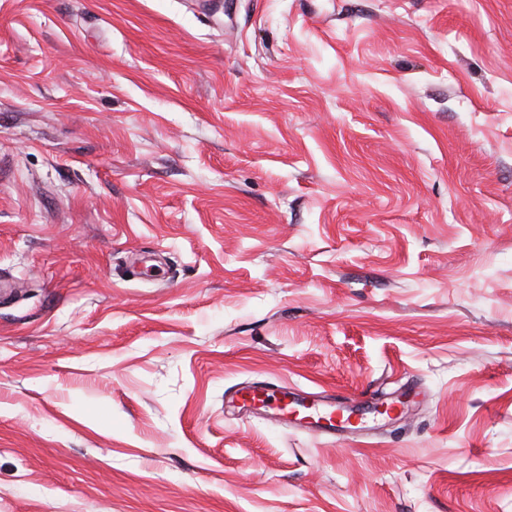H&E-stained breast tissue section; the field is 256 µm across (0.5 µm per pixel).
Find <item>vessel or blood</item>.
Returning a JSON list of instances; mask_svg holds the SVG:
<instances>
[{"mask_svg": "<svg viewBox=\"0 0 512 512\" xmlns=\"http://www.w3.org/2000/svg\"><path fill=\"white\" fill-rule=\"evenodd\" d=\"M261 396L264 404L274 406L283 419H295L296 422L320 429L327 434H335L340 425L335 413L345 410L344 401L330 396L323 399H311L307 394L294 393L281 387H246L238 392L241 403H250L254 396Z\"/></svg>", "mask_w": 512, "mask_h": 512, "instance_id": "vessel-or-blood-1", "label": "vessel or blood"}]
</instances>
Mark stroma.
I'll list each match as a JSON object with an SVG mask.
<instances>
[{
    "label": "stroma",
    "mask_w": 512,
    "mask_h": 512,
    "mask_svg": "<svg viewBox=\"0 0 512 512\" xmlns=\"http://www.w3.org/2000/svg\"><path fill=\"white\" fill-rule=\"evenodd\" d=\"M0 512H512V0H0ZM257 394L262 396L263 404L274 406L278 415L286 421L290 419L300 424L304 423L330 435H335L336 430L353 427L352 424L336 422V410H341L345 418L351 416V411L344 401L337 400L335 396L314 400L308 397L310 393L289 392L281 387H246L237 392L238 399L232 398L231 403L241 402L238 407L243 409L247 403L251 404V400ZM293 409L299 410V414L293 415Z\"/></svg>",
    "instance_id": "stroma-1"
}]
</instances>
